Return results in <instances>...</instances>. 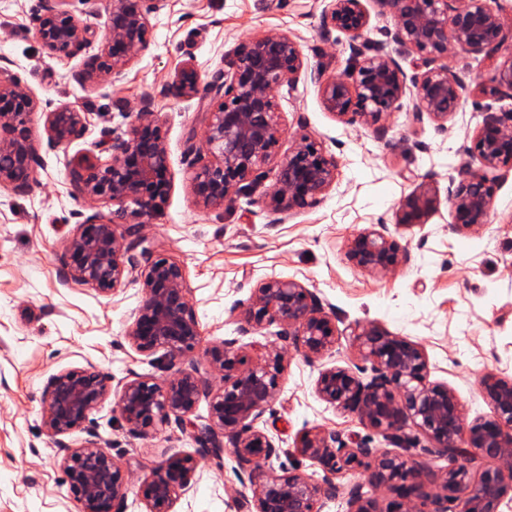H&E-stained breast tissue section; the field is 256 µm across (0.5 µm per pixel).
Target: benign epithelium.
<instances>
[{
  "label": "benign epithelium",
  "instance_id": "7a95c632",
  "mask_svg": "<svg viewBox=\"0 0 512 512\" xmlns=\"http://www.w3.org/2000/svg\"><path fill=\"white\" fill-rule=\"evenodd\" d=\"M72 0H42L38 35L52 57L70 56L90 44L92 32L84 17L90 11L70 9ZM168 0H109L108 35L88 69L76 79L121 80L138 52L149 43L152 14ZM393 19L391 41L399 53L415 57V72L407 75L383 43L371 50L350 44L352 68L342 76H315L327 111L345 123L358 124L384 136L383 119L403 111L407 85H412V111L424 114L440 131L460 110L467 90L463 78L442 62L448 48L494 62L512 32L501 22L495 0H377ZM370 13L362 0H330L322 13L326 35L337 30L360 38L369 29ZM304 60L296 40L286 32H270L238 44L228 69L201 79L192 66L178 74L179 96L207 104L200 146L193 162L203 164L193 180L196 204L230 205L252 193L260 170L271 162L277 180L271 192L282 213L317 202L336 182L338 161L321 143L302 135L286 156L278 148L283 128L275 92L293 87ZM484 97L512 98V59L493 67ZM37 107L33 97L19 91L17 76L0 66V184L18 192L29 188L37 161L29 138L27 116ZM483 120L464 146L480 163L476 172L461 170L448 176L447 201L453 223L473 229L488 221L498 171L512 170V111L483 106ZM48 145L68 148L86 131L84 113L68 105L45 112ZM100 150L105 160L83 154L72 158L71 175L81 193L144 218L154 215L172 183L168 149L151 97L141 100L136 119L122 132L105 135ZM439 190L420 182L398 202V222L422 225L437 211ZM141 224L118 234L114 220L101 213L89 216L69 238L63 262L65 279L92 284L111 296L129 276L142 279V298L127 330L128 342L141 352L164 351L173 376L157 381L135 378L122 385L118 397L121 420L133 436H144L159 425L193 429L202 454L229 449L240 470L248 473L253 496L235 500L237 512H322L336 497L335 478L352 468L368 474L367 482L384 488L391 499L367 496L363 485L348 494L349 512H500L512 491V378L485 375L481 391L492 416L466 421L463 405L446 386L428 380V359L416 342L394 335L376 324L348 327L361 357L371 363L365 381L353 371L334 367L319 373L316 391L324 401L359 417L365 427L397 446L383 451L364 439L347 442L335 431L314 429L298 434L297 452L315 460L324 472L319 481L301 473L266 469L280 448L258 427L276 397L282 355L252 358L238 339H225L207 351L209 364L222 372L223 384L213 385L188 359L200 341L199 322L189 299L184 266L165 256L137 251ZM358 267L379 273L404 258L388 234L368 230L355 235L346 252ZM274 325V336L291 343L307 358L318 357L336 343V324L319 297L296 280H264L242 305L238 332L245 336L257 326ZM111 392V377L93 366L63 369L49 376L42 393V421L54 439L83 427L89 415ZM209 401V418L197 424L188 416L201 399ZM412 423L427 445L411 454L419 442L403 434ZM65 451L60 466L78 512H125L128 474L110 449L87 439ZM448 461L435 471L421 458ZM497 462L475 474L477 458ZM196 460L174 454L139 486L145 512H174L178 492L192 481Z\"/></svg>",
  "mask_w": 512,
  "mask_h": 512
}]
</instances>
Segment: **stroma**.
<instances>
[{"label":"stroma","mask_w":512,"mask_h":512,"mask_svg":"<svg viewBox=\"0 0 512 512\" xmlns=\"http://www.w3.org/2000/svg\"><path fill=\"white\" fill-rule=\"evenodd\" d=\"M91 6L96 43L55 58L38 37L39 0H0V65L40 104L27 123L37 150L30 188L19 193L0 184V512H75L59 466L61 446L79 445L92 434L115 459L132 465L126 512H143L141 480L175 453L195 457L197 469L174 512H236L235 499L251 492L248 479L237 476L231 452L198 457L193 432L173 425L132 436L112 397L63 441L43 427L42 392L59 370L94 366L111 376L116 390L138 377L168 376L162 352L138 351L126 339L141 280L105 297L61 274L67 240L78 225L89 215L113 211L112 204L83 196L68 161L94 150L106 132L126 129L147 94L167 144L173 183L161 209L143 223V246L184 265L201 331L191 357L213 384H221L222 375L209 366V347L234 337L243 347L274 343L267 327L238 336L233 319L234 309L274 275L314 291L337 328L376 323L419 343L429 381L454 391L467 421L489 417L481 379L489 372L512 377V171H503L495 187L486 228H456L444 202L422 226L399 225L397 216V204L414 189L415 177L429 178L443 192L449 176L470 165L463 147L483 119L476 89L491 77L482 59L448 53V66L469 92L447 131H437L429 118H415L407 107L387 119L380 139L341 122L322 103L312 74L343 75L351 42L337 31L323 36V0H169L152 17L150 43L121 81L82 84L75 75L106 36L108 0H91ZM274 31L288 32L304 58L294 89L277 93L284 125L279 152L287 154L300 135H311L337 159L336 182L312 206L281 214L269 198L277 175L270 164L256 192L229 206H198L189 150L202 139V109L197 100L177 95L173 84L187 64L210 79L224 70L241 41ZM47 102L85 114V135L67 149L48 145ZM368 229L388 231L405 248L406 259L379 274L349 262L350 239ZM489 231L492 243L480 246ZM335 366L360 371L365 380L372 375L370 363L345 335L311 360L284 348L277 395L260 423L281 449L269 463L272 471L294 468L322 476L320 465L293 447L302 431L368 436L356 415L315 392L320 371Z\"/></svg>","instance_id":"obj_1"}]
</instances>
